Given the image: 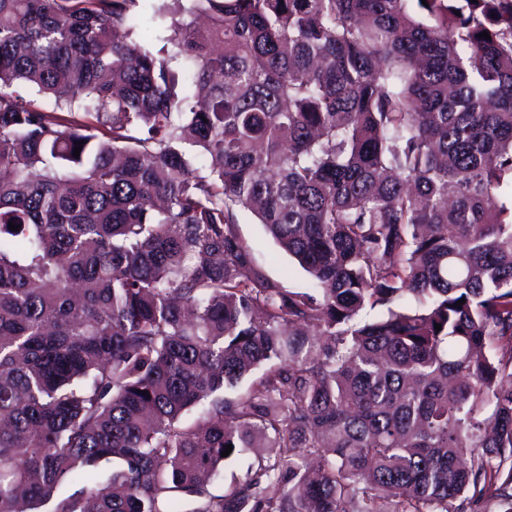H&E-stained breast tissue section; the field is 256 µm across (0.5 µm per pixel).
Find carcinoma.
Returning <instances> with one entry per match:
<instances>
[{
	"label": "carcinoma",
	"mask_w": 512,
	"mask_h": 512,
	"mask_svg": "<svg viewBox=\"0 0 512 512\" xmlns=\"http://www.w3.org/2000/svg\"><path fill=\"white\" fill-rule=\"evenodd\" d=\"M138 2L0 0V512H512V0ZM139 3L138 18L140 28L138 29L136 38L141 42L149 43L158 48L162 45L160 38L163 36V32L158 25L149 21L152 15V4L154 2L152 0H145ZM237 227L240 237L270 279L280 282L284 288L296 291L308 289L309 275L278 246L249 212L240 213ZM254 459L255 455L249 453L241 458L227 462L220 475L209 486V491L215 495L224 493V490L228 488L231 483L243 477L247 464Z\"/></svg>",
	"instance_id": "1"
}]
</instances>
